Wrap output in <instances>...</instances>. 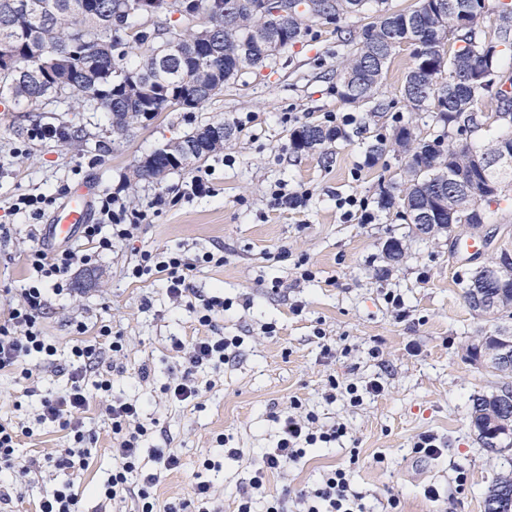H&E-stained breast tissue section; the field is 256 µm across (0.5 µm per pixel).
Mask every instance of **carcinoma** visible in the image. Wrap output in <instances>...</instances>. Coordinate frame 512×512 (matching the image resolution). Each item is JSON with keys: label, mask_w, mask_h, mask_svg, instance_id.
I'll use <instances>...</instances> for the list:
<instances>
[{"label": "carcinoma", "mask_w": 512, "mask_h": 512, "mask_svg": "<svg viewBox=\"0 0 512 512\" xmlns=\"http://www.w3.org/2000/svg\"><path fill=\"white\" fill-rule=\"evenodd\" d=\"M232 2L235 12L221 19L210 15L211 0H197L203 20L215 29L212 43H195L191 28L181 30L182 56L162 64L155 55L156 36L148 29H134L130 21L121 27L116 20L123 0H38L41 10L29 8L32 0H0V60H13V68L0 69V104H25L30 111L48 105L64 106L74 112L87 108L109 115L110 133L124 134L130 124L148 115L184 103L196 107L224 91L245 69L263 66L261 48L252 34L261 28L253 16L255 0ZM376 16L353 37L354 50L341 62L336 75V95L358 108L372 106L382 114L389 104L378 97L388 62L403 45L413 47V64L404 76L402 96L415 117L393 128L390 137H379L368 147L373 161L387 152L404 158L400 180L380 185V209L403 221L415 214L414 224H426L427 238L472 223L466 212L476 209L482 223L489 215L482 204L498 201L503 191L488 188L478 171L464 183L448 181V173L475 166L473 146L460 138L461 123L480 112L479 98L473 96L476 82L485 83L484 92L497 103L496 111L512 113V96L495 89L504 76L502 51L512 48V5L498 0H417L407 10L392 11L386 0H375ZM482 6L483 18L495 16L498 27L492 54L484 52V38L477 28L459 27L460 14ZM311 29L291 24L280 32L282 50L298 42ZM138 49L137 63L126 62L128 50ZM133 72L139 78L136 99L116 90L122 77ZM425 118L439 128L431 138L420 136L418 120ZM224 129V140L235 133L226 122L210 123L185 134L189 151L203 159L217 150L206 138L212 129ZM490 140L485 148L492 156L512 146L492 125L482 129ZM346 138L339 127L303 124L289 133V146L296 154L316 152L328 156L333 143ZM153 164L138 166L139 180H161L179 166L167 157L166 149L152 154ZM389 267L407 257V246L390 238L383 248ZM467 300L486 296L498 300L494 319L512 320V286L501 288L481 280H461ZM498 382L490 391L472 397L470 427L480 446L509 460L511 469L499 474L484 494V512H512V360L492 364Z\"/></svg>", "instance_id": "carcinoma-1"}]
</instances>
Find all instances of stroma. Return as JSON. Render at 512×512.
Masks as SVG:
<instances>
[{
  "instance_id": "obj_1",
  "label": "stroma",
  "mask_w": 512,
  "mask_h": 512,
  "mask_svg": "<svg viewBox=\"0 0 512 512\" xmlns=\"http://www.w3.org/2000/svg\"><path fill=\"white\" fill-rule=\"evenodd\" d=\"M373 15L369 7L336 27L313 25L265 66L242 71L221 95L195 108H169L136 123L120 139L107 132L108 117L101 112L0 106V309L7 308L23 283L21 250L44 244L43 238H29L30 225L48 224L74 184L90 182L98 194L122 188L131 206L147 213L132 240L74 271V295L52 297L42 326L58 342L56 364L41 372L34 392L24 393L14 374L0 372V417L33 430L20 438V458L54 456L73 445L58 427L37 424L35 415L41 399L67 382L70 320L77 316L86 322L88 336H97L103 325L124 336L127 371L115 377L112 390L139 401L143 421L158 420L163 430L148 436L144 448L180 453L181 470L163 474L153 489L159 502L186 497L202 457L218 453L217 438L225 435L241 455L225 459L223 470L209 478L222 512H235L251 460L276 442L275 413L296 398L320 423L345 422L348 434L311 450L286 474L271 476V494L314 485L323 470L347 463L354 448L359 462L353 481L369 512H381L391 493L400 495L403 512H483L486 488L507 462L480 448L470 428V398L488 391L495 378L465 357L466 345L487 321L470 310L459 279L490 253L453 246V239L467 237L461 228L450 238H416L411 225L377 207L380 182L397 178L403 162L387 153L368 164L367 147L410 117L401 93L403 74L412 63L410 48L396 52L383 80L379 96L391 103L385 114L347 106L336 95V69L351 50L338 30L361 29ZM328 112L341 118L348 140L332 145L327 158L293 154L289 131L303 123H323ZM220 121L236 126L234 139L223 149L171 172L162 182L133 181L140 159ZM62 122L84 132L83 146L33 138V130ZM203 174L214 194L181 198L185 182ZM279 181L308 189L309 198L296 206L274 202L269 190ZM39 192L54 198L43 215L5 214L11 198ZM159 195L166 205L152 207ZM350 195L367 201L369 218L348 217L337 208V199ZM392 237L408 244L409 256L386 274L382 250ZM164 247L190 257L223 255V265L201 266L192 279L194 287L232 303L212 326L200 325L185 304L171 301L159 277L125 276L135 251ZM300 262L313 271L312 280L298 279ZM390 291L401 296L404 316L386 303ZM266 323L274 324L273 333L262 332ZM174 336L187 342L239 336L243 344L230 363L199 370V380L212 381V388L194 402L179 403L161 391L178 366L170 347ZM326 345L331 348L327 355L322 352ZM142 364L151 370L145 381L135 375ZM333 378L360 385L377 380L384 389L350 407L326 400ZM83 422L93 439L88 471L58 472L53 481L24 485L0 512H36L53 483L67 480L81 496L83 512H135L133 500L105 506L93 496V487L112 470V425L94 403ZM426 431L448 446L447 455L434 462L418 461L411 453L415 438ZM377 455L385 461L376 466L372 459ZM461 468L468 482L460 493L455 477ZM428 484L440 489L441 502L424 498Z\"/></svg>"
}]
</instances>
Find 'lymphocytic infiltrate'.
Here are the masks:
<instances>
[{"mask_svg":"<svg viewBox=\"0 0 512 512\" xmlns=\"http://www.w3.org/2000/svg\"><path fill=\"white\" fill-rule=\"evenodd\" d=\"M144 217V211L127 205L120 193L108 190L99 198L96 223L83 225L80 244L61 250L34 248L26 253L27 283L10 304L7 319L0 323V371L20 373L28 381L34 370L53 365L57 346L40 326L50 295L59 296L67 291L73 270L87 266L100 254L111 252L116 243L130 240ZM213 260L210 253L190 259L175 249L143 250L128 263L126 273L135 279L146 275L162 277L167 295L177 301L192 299L191 309L198 323L207 326L214 315L226 310L227 302L220 295L199 296L191 280L199 266ZM75 328L77 335L70 350L74 366L69 372V385L60 394L44 397L35 417L37 423L54 424L73 434L74 447L63 449L56 457L55 469L71 473L88 469L92 451L83 445L85 435L80 415L89 407L93 392L98 391L104 396L99 409L112 422L115 442L112 456L116 461L107 480L96 489L99 498L122 502L128 496H135L138 512H216L217 491L205 474L220 471L225 458L239 457V449L228 448L223 455L204 458L200 471L192 475L188 498L159 504L152 490L164 473L180 469L181 458L171 448L153 449L147 462L141 457L140 445L154 429L143 423L137 402L113 395L112 376L118 366L105 364L103 360L105 352L123 353L124 338L113 334L111 327L105 325L97 342L91 343L83 337V321H76ZM241 344L237 336H207L189 344L173 339L172 348L180 353L184 370L170 378L163 387L164 393L182 403L198 399L201 388L195 372L228 363ZM91 373L95 374L96 382L90 387L86 378ZM275 421L276 444L265 449L249 467L237 512H254L259 501L263 502L265 512H286L290 501L296 506L295 512H366L364 496L354 488L351 479V467L359 461L355 453L350 455L348 465L324 471L313 487L297 492L295 498L269 494V475L286 472L305 457L308 449L338 442L347 434L345 424H318L315 415L303 412L294 400ZM19 429V424L0 419V485L26 484L31 475L41 471L37 460L17 458Z\"/></svg>","mask_w":512,"mask_h":512,"instance_id":"f902f5d3","label":"lymphocytic infiltrate"}]
</instances>
